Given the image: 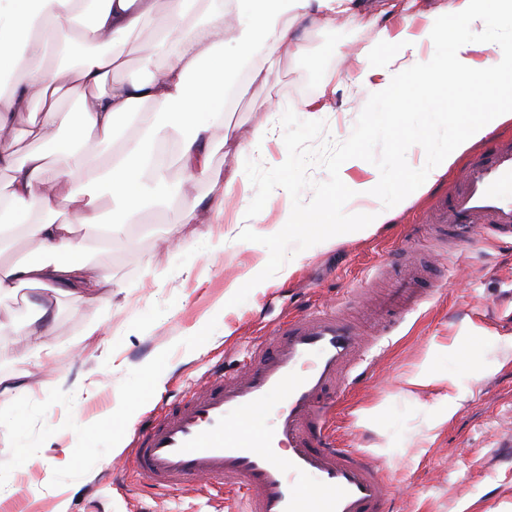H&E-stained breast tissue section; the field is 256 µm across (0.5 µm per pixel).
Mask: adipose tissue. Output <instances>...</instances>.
Listing matches in <instances>:
<instances>
[{
	"mask_svg": "<svg viewBox=\"0 0 512 512\" xmlns=\"http://www.w3.org/2000/svg\"><path fill=\"white\" fill-rule=\"evenodd\" d=\"M186 1L165 0L161 9L158 0H94L90 31L106 48L87 51L70 65L73 38L67 27L80 22L83 0H0V168L13 172L9 191L0 195V246L19 230L38 246L36 258L0 269V301L24 288L39 291L37 314L27 322L32 335H50L56 295L82 303L111 287L98 265L71 258L83 247L73 236L75 225L99 224L109 236L120 230L114 217L101 212V197L111 196L117 215L135 216L144 180L164 178L162 142L178 144L188 177L209 174L211 121L222 116L236 73L256 65L271 70L305 19L351 17L357 9L355 0H190L201 12L192 22ZM509 12L512 0H454L447 11L418 19L405 15L383 27L378 38L398 70H390V62H358L360 80L382 74V82L371 88L379 101L401 102L408 88L423 80L444 96L448 88L439 82V66L422 57L420 48L439 41L451 46L459 79L484 109L455 124L451 149L426 164L428 181L512 117V48L496 50L479 65L473 45L455 38L456 28L483 27ZM150 20L157 23L170 63L154 67L148 55L143 59L151 69L148 78H118L125 66L122 45ZM229 39L237 49L230 64L225 61ZM50 57L59 59V66L32 69L33 61ZM63 95L76 105L68 144L51 162L37 151L16 161L19 136L40 140L60 123ZM51 165L52 178L46 175Z\"/></svg>",
	"mask_w": 512,
	"mask_h": 512,
	"instance_id": "adipose-tissue-1",
	"label": "adipose tissue"
}]
</instances>
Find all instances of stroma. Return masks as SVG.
Returning a JSON list of instances; mask_svg holds the SVG:
<instances>
[{
    "label": "stroma",
    "mask_w": 512,
    "mask_h": 512,
    "mask_svg": "<svg viewBox=\"0 0 512 512\" xmlns=\"http://www.w3.org/2000/svg\"><path fill=\"white\" fill-rule=\"evenodd\" d=\"M387 2L367 0L347 23L306 21L299 49L283 55L267 78H240L231 109L211 129L214 174L249 157L267 167L286 160L281 115L264 109L272 92L300 119L325 122V137L346 140L371 91L342 58L377 52L374 20ZM149 50L156 64L168 63L147 26L123 48L125 79L147 78L142 58ZM326 87L336 90L327 109L307 112L305 101ZM262 124L271 140L240 156L239 143ZM485 147L474 144L435 183L392 207L386 224L327 249L303 250L286 281L229 308L221 305L229 281L269 258L265 246L239 235L248 226L263 233L279 221L278 194L265 205V223L251 225L245 213L255 189L237 187L214 237H201L195 225L179 223L180 210L185 200L212 199L222 185L206 176L186 181L173 156L165 204L143 208L127 236L103 246L93 228L76 227L82 258L100 265L112 286L78 307L59 297L52 356L21 330L15 301L0 303V320L11 324L0 332V377L31 373L36 380L33 389L0 398V512H236L231 491L220 498L197 485L155 492L136 481L124 464L134 431L210 364L235 368L256 331L288 312L333 303L360 314L378 293L375 276L390 281L402 274L392 256L407 243L440 289L385 339L374 372L339 399L331 428L341 447L367 453L389 476L393 512H512V461L501 446L502 434L512 431V352L483 338L488 331L512 339V248L477 229L442 249L424 229L437 197ZM87 342L94 355L82 354ZM422 364L436 385L405 387L403 376ZM121 404L133 406L135 419L118 433L113 410Z\"/></svg>",
    "instance_id": "obj_1"
}]
</instances>
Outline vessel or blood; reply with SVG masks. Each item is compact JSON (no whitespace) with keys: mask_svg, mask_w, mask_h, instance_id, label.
Returning a JSON list of instances; mask_svg holds the SVG:
<instances>
[{"mask_svg":"<svg viewBox=\"0 0 512 512\" xmlns=\"http://www.w3.org/2000/svg\"><path fill=\"white\" fill-rule=\"evenodd\" d=\"M512 141L497 139L431 211L430 231L465 229L512 238ZM406 277L379 311L389 328L417 306ZM368 347L353 320L326 306L289 317L246 351L242 370H208L173 406L138 431L133 474L176 490L235 488L241 512H389V479L366 454L337 447L329 414L363 381Z\"/></svg>","mask_w":512,"mask_h":512,"instance_id":"vessel-or-blood-1","label":"vessel or blood"}]
</instances>
